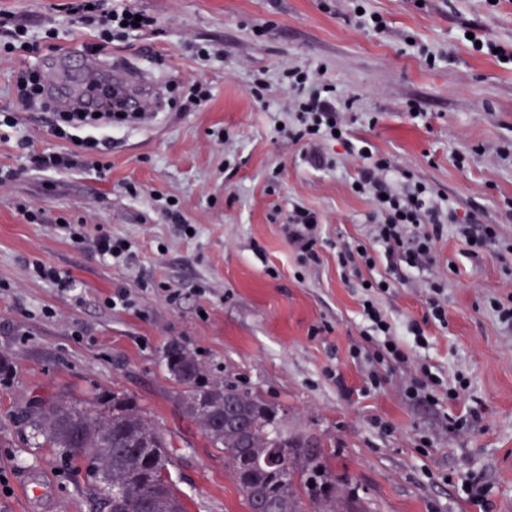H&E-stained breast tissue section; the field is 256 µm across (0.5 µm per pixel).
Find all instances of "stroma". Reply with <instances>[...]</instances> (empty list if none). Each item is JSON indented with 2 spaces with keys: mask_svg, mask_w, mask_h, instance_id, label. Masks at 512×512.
Instances as JSON below:
<instances>
[{
  "mask_svg": "<svg viewBox=\"0 0 512 512\" xmlns=\"http://www.w3.org/2000/svg\"><path fill=\"white\" fill-rule=\"evenodd\" d=\"M126 3L157 25L113 43L106 57L146 70L163 84L164 104L146 123L111 130L105 170L23 169L21 140L36 152L66 148L46 137V114L23 107L16 89L19 70L44 72L51 60L0 54V113L18 121L0 127V166L18 171L0 187V350L13 359L0 383V512H30L22 487L39 470L50 484L42 512H96L92 456L39 447L16 416L26 401L52 393L87 406L112 390L133 395L170 435L172 478L188 512H249L223 452L175 399L178 385L163 363L173 341L194 352L213 381L283 408L289 436L319 441L330 469L371 512H480L454 487L471 470L491 483L492 512H512V332L486 306L512 292L504 262L463 254L450 224L436 244L441 259L459 266L448 278V326H428L429 347L412 356L448 380H468L462 403L481 419L458 436L431 407L406 401L395 377L371 388L351 356L363 327L362 283L387 271L383 256L372 270L338 263L339 251L369 228L371 204L349 187L357 159L340 155L334 168H316L271 121L288 104L276 86L281 69L325 65L356 98L357 136L449 198L458 214L475 213L512 235V159L496 154L512 140V68L461 40L473 28L512 43V0L494 13L481 0H428L423 9L413 0H370L389 25L382 37L324 12L320 0ZM66 5L0 0V11L30 38L54 30L62 53H84L95 28ZM407 34L447 50L448 61L428 68L404 44ZM202 49L208 59H199ZM256 76L273 85L267 100L249 91ZM192 77L210 94L197 109L183 106L182 84ZM411 103L419 118L409 116ZM367 112L378 113L376 126L363 122ZM170 198L194 234L166 216ZM297 203L321 223L319 260L306 267L283 231ZM28 210L38 220L25 218ZM67 222L83 225L84 245L73 244ZM103 235L132 243L126 262L96 253ZM39 262L67 273L73 290L38 279ZM428 279L408 273L378 296L399 336L422 321ZM120 289L128 305L107 307ZM376 417L391 432L375 427ZM423 435L434 440L425 453Z\"/></svg>",
  "mask_w": 512,
  "mask_h": 512,
  "instance_id": "1",
  "label": "stroma"
}]
</instances>
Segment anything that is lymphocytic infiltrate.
I'll list each match as a JSON object with an SVG mask.
<instances>
[{"instance_id": "lymphocytic-infiltrate-1", "label": "lymphocytic infiltrate", "mask_w": 512, "mask_h": 512, "mask_svg": "<svg viewBox=\"0 0 512 512\" xmlns=\"http://www.w3.org/2000/svg\"><path fill=\"white\" fill-rule=\"evenodd\" d=\"M68 12L79 20H89L97 25L98 49H106L112 42L123 41L131 35L151 28L153 16L137 15L134 9L120 0H69ZM282 87L288 93V109L282 121V134L296 144L343 146L347 154H358L355 185L359 195L369 199L372 206L371 239L359 242L339 256L344 266L374 267L376 247H383L387 256L397 257L406 270H421L438 265L436 243L444 224L455 227L457 236L465 242L470 256L491 254L502 256L512 252V243L503 241L495 224L478 223L474 215H458L449 200L434 193L423 183L413 181L409 174H402L400 185H391L388 177L394 171L391 159L373 151L369 145H356L344 112L353 108L355 98L331 79L321 69L302 66L286 68ZM19 85L28 103L42 111L53 113L54 119L48 133L56 140L72 143L69 152L29 153L25 159L30 167L40 172H59L78 165L89 164L102 154L105 144L93 136H79L81 128L115 127L127 124L128 114L103 112H65L57 109L48 96L41 76L37 72L22 73ZM317 221L315 212L294 206L284 230L295 248L301 263L310 264L318 259L315 250ZM382 280H370L367 289V306L361 315L367 327L361 333L360 344L354 345V357L363 358L368 365L371 386H379L386 376L402 373L401 393L410 402H420L444 408L455 404L467 388L466 378H456L447 383L425 364L414 363L408 345L426 347L428 339L418 324L409 327L410 339L395 336L387 316L375 306L378 295L384 294Z\"/></svg>"}]
</instances>
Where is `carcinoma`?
Returning <instances> with one entry per match:
<instances>
[{
	"label": "carcinoma",
	"mask_w": 512,
	"mask_h": 512,
	"mask_svg": "<svg viewBox=\"0 0 512 512\" xmlns=\"http://www.w3.org/2000/svg\"><path fill=\"white\" fill-rule=\"evenodd\" d=\"M163 361L183 413L224 452L250 512H370L359 498L345 501L318 443L288 436L280 408L208 381L180 344L168 345ZM25 408L41 445L95 457L100 512H188L171 480V443L132 396L114 391L87 408L52 394Z\"/></svg>",
	"instance_id": "cac0c4a2"
}]
</instances>
